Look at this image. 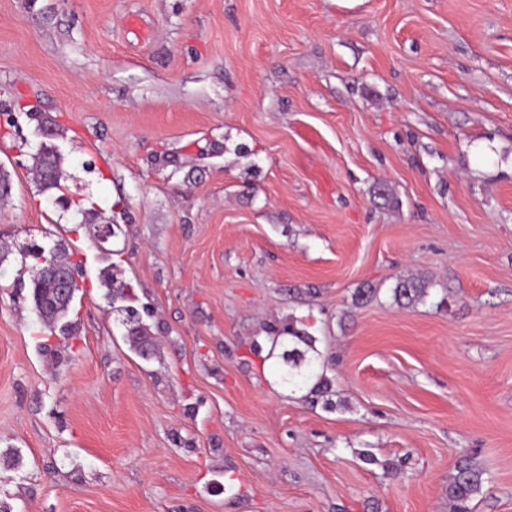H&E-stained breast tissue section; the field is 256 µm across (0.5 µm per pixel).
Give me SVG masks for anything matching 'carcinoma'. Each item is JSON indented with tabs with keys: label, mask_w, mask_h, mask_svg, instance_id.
Returning a JSON list of instances; mask_svg holds the SVG:
<instances>
[{
	"label": "carcinoma",
	"mask_w": 512,
	"mask_h": 512,
	"mask_svg": "<svg viewBox=\"0 0 512 512\" xmlns=\"http://www.w3.org/2000/svg\"><path fill=\"white\" fill-rule=\"evenodd\" d=\"M33 169L37 174L40 191L48 192L62 188L64 177L62 159L52 146L43 145L32 156ZM59 260L70 270L71 287L64 306H59L54 298L45 291V283L40 277L43 263L40 246L31 245L22 250V270L30 273L31 299L33 310L39 321L48 329H58L64 337L72 335L73 324L66 320L67 313L80 291L79 280L82 278L80 264L69 260V255L62 250H56ZM101 285L108 290V298L112 302V313L116 322L126 330L130 346L141 357L151 354V345L146 333L148 325L143 317H152L153 311L144 306L137 309L130 305L136 300V294L131 284L116 283L112 268L101 272ZM427 282L414 277H400L392 289L394 301L401 306H412L420 302L427 294ZM309 325L303 320L293 319L280 327L274 322L268 331L275 337L288 336V343L282 344L280 378L287 385L296 388H309V403H323L327 409L335 407L330 398L331 382L325 374V364L322 354L316 347L317 337L308 331ZM482 485V472L471 465L466 458L461 459L456 466V474L448 483V504L450 512H469L468 502Z\"/></svg>",
	"instance_id": "obj_1"
}]
</instances>
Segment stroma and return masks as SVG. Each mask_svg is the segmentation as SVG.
Masks as SVG:
<instances>
[{
	"label": "stroma",
	"instance_id": "35a3bbf8",
	"mask_svg": "<svg viewBox=\"0 0 512 512\" xmlns=\"http://www.w3.org/2000/svg\"><path fill=\"white\" fill-rule=\"evenodd\" d=\"M37 112L86 226L33 180ZM0 172L13 512H448L463 457L470 512H512V0H0ZM33 241L85 265L68 340L14 286ZM291 316L335 409L275 375ZM100 282L108 290L107 295L112 302V313L116 316V322L125 328L130 346L142 358H147L151 354V345L146 336L148 325L144 323L142 314L132 305H117L136 300L133 286L125 282L115 286L112 266L101 272ZM428 284L414 277H400L392 289L394 301L401 306H412L427 294ZM482 485V472L471 465L467 458L456 466V474L448 483L450 512H469L468 502Z\"/></svg>",
	"mask_w": 512,
	"mask_h": 512
}]
</instances>
